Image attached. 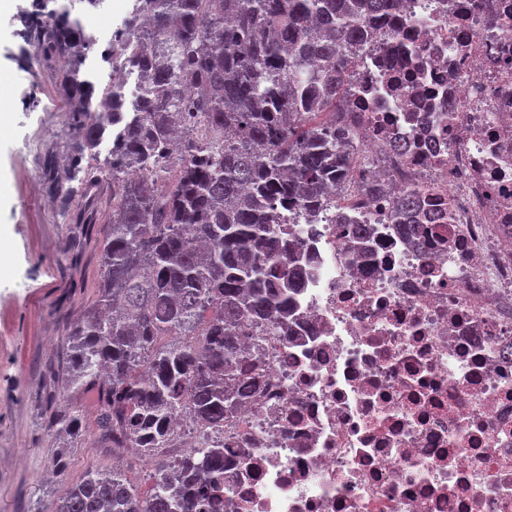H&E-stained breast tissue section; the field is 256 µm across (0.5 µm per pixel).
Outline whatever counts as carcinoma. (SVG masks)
Listing matches in <instances>:
<instances>
[{
    "label": "carcinoma",
    "instance_id": "carcinoma-1",
    "mask_svg": "<svg viewBox=\"0 0 512 512\" xmlns=\"http://www.w3.org/2000/svg\"><path fill=\"white\" fill-rule=\"evenodd\" d=\"M400 2L134 0L104 60L138 72V87L114 83L98 103L82 71L94 34L66 9L43 4L28 18L44 58L66 63L75 153L97 158L112 135L111 156L71 177L112 187L98 299L66 338L65 385L99 393L98 447L153 459L176 418L220 424L249 398L241 336L284 334L299 281L278 208L325 197L361 158L359 128L341 121L352 46ZM393 212L415 219L417 194ZM53 428L77 440L82 415L66 411ZM223 479L224 449L200 445L191 461L157 463L146 487L91 468L56 512H208L200 488L229 494Z\"/></svg>",
    "mask_w": 512,
    "mask_h": 512
}]
</instances>
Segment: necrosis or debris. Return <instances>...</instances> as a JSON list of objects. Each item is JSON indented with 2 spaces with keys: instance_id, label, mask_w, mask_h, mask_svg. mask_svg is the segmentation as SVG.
Here are the masks:
<instances>
[{
  "instance_id": "4bbe7bcc",
  "label": "necrosis or debris",
  "mask_w": 512,
  "mask_h": 512,
  "mask_svg": "<svg viewBox=\"0 0 512 512\" xmlns=\"http://www.w3.org/2000/svg\"><path fill=\"white\" fill-rule=\"evenodd\" d=\"M356 53L371 164L280 214L300 286L287 335L242 339L252 397L206 429L217 512H512V0H403ZM407 191L444 214L420 246Z\"/></svg>"
}]
</instances>
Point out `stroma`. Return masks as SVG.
<instances>
[{
	"instance_id": "obj_1",
	"label": "stroma",
	"mask_w": 512,
	"mask_h": 512,
	"mask_svg": "<svg viewBox=\"0 0 512 512\" xmlns=\"http://www.w3.org/2000/svg\"><path fill=\"white\" fill-rule=\"evenodd\" d=\"M37 0H13L0 12V88L15 105L0 119V512H55L88 469L125 470L145 482L147 461L69 444L56 458L48 442L55 417L94 416L83 389H62L65 338L91 307L99 288V242L112 210V189L99 184L83 206L55 190L76 160L72 103L59 88L62 64L41 58L27 39L22 11Z\"/></svg>"
}]
</instances>
